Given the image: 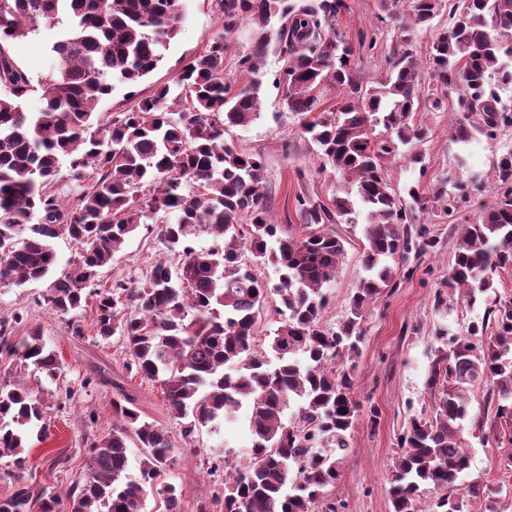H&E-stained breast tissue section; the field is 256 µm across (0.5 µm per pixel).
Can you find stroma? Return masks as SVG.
<instances>
[{
	"mask_svg": "<svg viewBox=\"0 0 512 512\" xmlns=\"http://www.w3.org/2000/svg\"><path fill=\"white\" fill-rule=\"evenodd\" d=\"M348 8L336 20V31L354 50L352 76L358 85L370 87L388 74V57L396 44L397 28L384 19L383 0H346ZM224 18L216 0H185V10L178 35L171 41L165 58L157 70L134 90L118 86L104 98L102 115L122 112L140 97L150 95L154 88L173 84L179 71L203 52L214 36L222 32ZM51 33H40L13 43L12 49L32 80L38 81L53 69L50 52ZM376 39L375 48H367V39ZM284 66L277 53L266 59L260 115L243 126L230 128L226 141L242 151L261 155L264 161L263 186L268 215L282 226L284 233L302 235L296 198L307 193L331 202L340 181L332 170L322 168L317 147L301 131L299 116L288 112L283 93L273 81ZM462 113L445 108L432 111L419 106L414 123L429 128L422 144V168L409 165L406 156L385 159L386 174L404 207L410 208L415 224L426 225L437 245L421 260L410 261L398 268L402 281L399 287L384 291L364 314V340L354 371L355 397L380 413L378 422L361 415L349 439V451L341 463L340 477L329 492L330 501L341 505L342 512H392L386 486L389 469L398 453L397 437L410 416L430 406L426 389L429 369L438 354V332L455 334L469 322L481 321L487 307L479 301L473 307L450 301L437 306L438 289L448 279L457 225L473 222L479 212L493 205L497 198L493 166L496 156L512 150V126L501 128L495 146H487L483 136H476L471 146L455 141L452 131ZM476 181L483 188L478 200L461 205L454 216H447L441 207L427 210L414 208L407 196L409 186H419L421 193H432L441 184L457 180ZM364 219L335 225L344 240L345 255L336 279L326 288L328 303L322 323L337 328L345 319L351 296L363 276L361 263ZM160 224L148 221L126 241L122 250L101 268L88 287L89 292L108 290L113 281L122 279L139 286L145 283L152 266L159 260L179 264L180 258L169 252L160 237ZM51 279L22 286L0 284V320L10 321L23 314L21 324L11 328L14 339H22L33 330H41L46 346L61 364L59 380L50 381L33 369H20L17 362L0 358V381L19 383L40 392L45 406L43 422L48 428L46 439L30 438L28 468L25 482L33 494H65L86 471L85 449L91 439L112 430V392L99 386H85L89 368L102 364L117 375H127L128 385L136 391L138 409L144 420L167 430L176 448L172 469L174 483L182 491V512H197L200 500L222 493L219 478L210 474L198 453L186 451L179 419L168 409L158 383L141 376L126 374L123 367L125 348L120 336L104 340L96 336L94 310L86 308L80 320L82 335H73L66 317L57 315L45 297ZM471 421L465 422L462 438L472 456L470 469L461 475L454 489L463 499V512H479L481 504L468 498L473 485H506L512 489V446L498 447L491 439L482 438L476 422L491 423L496 402L485 385L477 386L472 396ZM95 414V424H88V414ZM249 410L241 408L232 420L219 422L205 430L199 446L201 451L226 449L239 456L251 447Z\"/></svg>",
	"mask_w": 512,
	"mask_h": 512,
	"instance_id": "1",
	"label": "stroma"
}]
</instances>
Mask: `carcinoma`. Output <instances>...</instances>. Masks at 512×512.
Here are the masks:
<instances>
[{"instance_id": "carcinoma-1", "label": "carcinoma", "mask_w": 512, "mask_h": 512, "mask_svg": "<svg viewBox=\"0 0 512 512\" xmlns=\"http://www.w3.org/2000/svg\"><path fill=\"white\" fill-rule=\"evenodd\" d=\"M224 33L186 64L175 80L123 112L105 118L103 99L117 85L134 87L152 74L178 34L184 0H0V283L22 286L57 269L51 240L64 234L79 246L78 259L61 271L45 301L61 315L86 303L85 288L120 251L145 219L162 220L160 235L182 256L172 268L156 263L142 287L124 280L96 294L95 333L118 334L125 369L157 382L169 409L184 420L191 446L203 429L251 409L249 461L235 465L210 449V469L224 470V493L202 501L198 512H315L336 485L348 440L363 405L354 392L353 362L363 341L365 310L398 286L396 266L435 246L424 228L412 229L408 214L384 175L382 159L399 146L423 144L429 129L411 123L420 100L434 111L458 92L464 113L454 135L460 142L478 132L487 142L512 125L490 80L509 78L500 57H512V0H453L448 28L430 48L424 92L413 35L431 27L443 0H391L400 45L389 58V76L366 90L351 77L352 47L334 31L346 0H218ZM406 8L398 11V5ZM251 26L249 52L239 59L242 79L224 78V54L239 22ZM56 30L50 51L57 73L33 84L10 50L40 28ZM285 66L278 83L288 111L318 109L321 87L344 90L336 108L302 126L319 149L323 167L338 173L340 194L331 205L297 197L303 237L281 235L268 219L257 154L238 151L224 139L233 126L257 116L269 52ZM38 92L43 107L26 112L23 100ZM383 131L375 133V127ZM90 181L74 200L52 189L62 168ZM498 201L476 221L461 225L448 270V294L473 306L493 288L494 276L512 272V151L494 167ZM457 197L440 186L428 198L416 187L408 195L422 210L443 203L453 216L481 190L460 180ZM366 220L365 275L349 313L335 330L322 325L325 285L336 279L344 240L327 228L344 217ZM205 232L223 246L198 250ZM280 273L273 288L281 325L269 351L255 348L258 318L268 289L252 264ZM126 302L134 313L120 315ZM0 355L31 364L54 378L60 364L47 351L40 330L20 341L0 321ZM490 386L497 406L489 429L499 445H512V297L494 301L481 321L471 322L436 356L426 381L430 411L409 418L398 436L399 455L388 475L393 512H463L462 501L444 494L423 511L429 490H446L470 468L461 425L470 415L472 389ZM112 433L87 447V470L66 496L35 497L22 481L0 498V512H141L152 495L163 512H181L182 492L171 480L174 445L168 433L140 418L137 398L112 382ZM39 396L16 384H0V456L26 467L32 428L41 425ZM141 450L136 477L129 470L130 444ZM481 512H505L503 488L473 486Z\"/></svg>"}]
</instances>
